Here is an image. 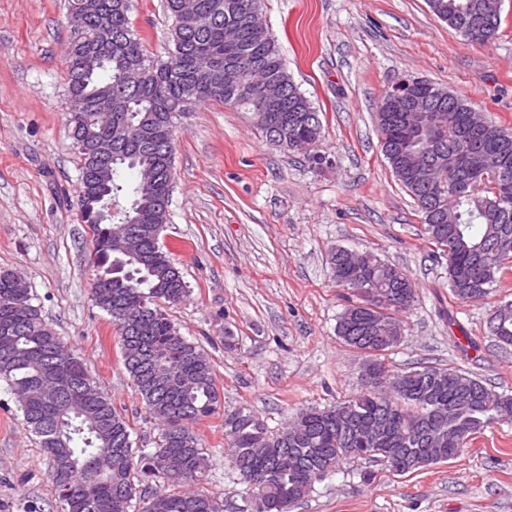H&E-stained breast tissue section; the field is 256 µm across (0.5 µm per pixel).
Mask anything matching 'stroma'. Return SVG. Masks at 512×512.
Instances as JSON below:
<instances>
[{
    "instance_id": "obj_1",
    "label": "stroma",
    "mask_w": 512,
    "mask_h": 512,
    "mask_svg": "<svg viewBox=\"0 0 512 512\" xmlns=\"http://www.w3.org/2000/svg\"><path fill=\"white\" fill-rule=\"evenodd\" d=\"M67 0H0V268L18 271L43 315L153 447L158 430L125 371L112 318L90 295L92 232L77 208L79 153L67 126ZM287 71L323 123L329 167L266 141L247 112L190 106L175 121L174 182L161 242L190 290L167 312L209 354L222 412L194 424L208 448L207 488L224 512L251 495L224 453V412L249 406L277 428L302 409L360 392L362 356L336 336L349 290L331 250L372 252L418 288L393 370L463 369L512 394V347L487 322L512 300V269L496 293L453 299L448 265L382 152L376 112L402 79L428 80L512 128V0L499 36L468 42L427 0H262ZM147 54L167 58L173 21L163 0H132ZM0 512H61L41 448L0 386ZM294 512H512V422L487 428L456 458L413 474L341 464Z\"/></svg>"
}]
</instances>
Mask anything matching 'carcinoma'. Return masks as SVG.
I'll list each match as a JSON object with an SVG mask.
<instances>
[{
  "label": "carcinoma",
  "mask_w": 512,
  "mask_h": 512,
  "mask_svg": "<svg viewBox=\"0 0 512 512\" xmlns=\"http://www.w3.org/2000/svg\"><path fill=\"white\" fill-rule=\"evenodd\" d=\"M478 2L430 0L429 7L457 32L472 29L466 39L484 45L497 38L501 20L479 15ZM185 7L194 16L187 29L179 17ZM165 8L174 21L166 60L145 53L129 18L130 0H106L103 13L85 16L66 49V92L93 105L112 99V122L130 128L127 138L116 139L95 110L68 118L74 142H99L112 153L103 189L93 158L80 154L78 208L93 234L92 299L115 321L123 366L158 428L155 447H133L130 423L84 359L54 331L30 292H17L16 272L0 270V382L21 396L18 405L46 457L61 512H224L221 495L184 491L206 482L210 470L208 449L192 425L221 406L208 355L179 333L161 307L184 299L186 282L161 242L144 234L135 251L123 254L112 250V237L167 223L168 205L143 180L154 173L174 181L173 134L157 135L154 119L171 128L188 106L209 101L253 113L261 77L284 88L287 111L316 113L288 74L270 31L252 30L260 0H165ZM101 25L112 30V58L88 68ZM133 60L156 76V85L128 77ZM439 91L428 81L414 89L440 116L442 125L431 139L421 133L427 118L413 127L393 112L377 127L384 155L412 195L425 233L437 247H447L451 295L473 302L493 293L498 274L512 264V129L493 123L488 130L465 128L470 103ZM312 139L321 141V124H298L287 132L293 151ZM424 147L433 163L421 182L409 159ZM124 169L137 173L133 199L109 218L105 206L127 191ZM330 263L336 283L357 296L339 316L338 338L365 356L363 372L398 386L380 385L341 401L348 408L343 421L328 407H311L292 425L274 429L248 407L224 411L228 463L251 492L253 512H292L340 464L361 459L343 449L362 447L368 426L377 431L372 456L392 470L393 459L406 460V469L396 470L406 475L425 468L417 458L430 456L435 464L453 459L475 435L512 415V396L468 371L389 370L383 357L396 344L365 331L364 323L377 316L404 326L400 315L416 302L415 283L395 278L399 267L370 252L362 253L355 268L346 267L336 250ZM488 329L498 343L512 345V300L500 302Z\"/></svg>",
  "instance_id": "obj_1"
}]
</instances>
